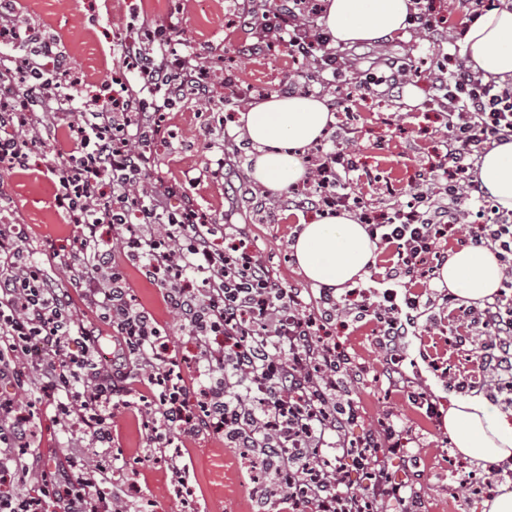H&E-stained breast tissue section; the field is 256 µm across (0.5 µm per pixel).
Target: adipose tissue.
I'll return each instance as SVG.
<instances>
[{"label": "adipose tissue", "mask_w": 512, "mask_h": 512, "mask_svg": "<svg viewBox=\"0 0 512 512\" xmlns=\"http://www.w3.org/2000/svg\"><path fill=\"white\" fill-rule=\"evenodd\" d=\"M411 0H325L323 24L334 44L374 41L407 25ZM461 54L484 79L512 81V0L481 15L463 38ZM334 116L324 101L304 94L271 95L241 111L238 122L254 153L250 178L280 192L305 179V149L322 138ZM478 179L500 210L512 211V140L482 158ZM300 273L317 286L344 289L362 281L376 264L379 247L350 213H319L304 222L292 245ZM503 267L487 247H461L438 271L439 284L476 304L503 285ZM444 427L462 458L496 463L512 458V411L487 400L452 396Z\"/></svg>", "instance_id": "ef3b65f1"}]
</instances>
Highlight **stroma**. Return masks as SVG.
<instances>
[{
	"label": "stroma",
	"mask_w": 512,
	"mask_h": 512,
	"mask_svg": "<svg viewBox=\"0 0 512 512\" xmlns=\"http://www.w3.org/2000/svg\"><path fill=\"white\" fill-rule=\"evenodd\" d=\"M241 0H17L16 17L40 27L57 43L79 72L83 90L102 96L112 93V74L122 68L112 53L116 32L142 20L174 26L186 44L180 54H194V63L206 69L214 84L211 98H187L165 114L163 136L153 147V162L147 170L150 186L178 183L196 204L214 220L232 221L248 228L249 243L286 288L307 287L298 273L290 245L298 224L309 220V209L276 207L275 219H266L265 204L271 194L257 191L254 200L244 202L237 195L239 185H251L250 149L241 148L243 132L235 128L240 110L257 100L259 92H275L279 83L296 81L311 94H320V76L313 65L294 58L280 47H265L246 56L240 47L250 34L243 24ZM345 58L348 75L358 78L378 70L384 60L412 65L411 82L402 95L369 97L353 102L357 115L349 148L359 161L354 172V189L381 209L392 207L409 185L429 178L437 162L439 139L445 129L443 113L430 111L428 100L434 93L439 73L436 60L449 51L446 43L430 34L410 30L384 37L381 42H358L337 46ZM238 79L237 90L225 89V75ZM210 111L224 114V124L208 127L204 116ZM54 126L40 128L31 145L26 168L0 177L1 224H22L27 228L25 249L55 279L68 295L74 316L100 338V351L112 353L118 335L112 324L100 317L86 300L82 286L70 278L64 267L75 249V228L54 200V188L47 172L54 147ZM228 160L233 177H225L217 157ZM117 262L125 263L130 283L129 301L151 311L164 325L169 354L177 360L186 378H198L196 337L183 331L175 314L163 301L161 288L146 280L139 267L126 263L120 247H113ZM479 329L463 317L456 306L436 300L427 319L421 320L409 340L408 355L418 377L405 387L389 386L384 376L385 354L380 347L375 324L365 320L336 321L327 327L330 340L344 351L357 376L349 394L360 410L359 428L378 425L387 416L401 419L412 438L418 460L409 467L393 461L395 480L416 485L424 512H481V501L460 483L461 474L449 470L454 449L448 442L442 417L427 418L416 393L431 397L436 408H444L445 397L482 396L501 409L512 408L506 396L495 389L496 376L481 367L467 337ZM142 404L132 401L115 410L112 427L117 436L110 449H98L99 467L114 474L120 487H134L130 500L135 512H180L175 489L186 481L195 492L194 512H255L252 501L239 496V486L249 480L240 461V451L227 447L223 437L208 433L186 439L177 461L149 447V426L141 416ZM37 429L34 447L16 449L25 462L51 456L66 466L70 444L81 436V427L57 425L43 405L27 408Z\"/></svg>",
	"instance_id": "1"
}]
</instances>
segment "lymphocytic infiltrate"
I'll use <instances>...</instances> for the list:
<instances>
[{
	"label": "lymphocytic infiltrate",
	"mask_w": 512,
	"mask_h": 512,
	"mask_svg": "<svg viewBox=\"0 0 512 512\" xmlns=\"http://www.w3.org/2000/svg\"><path fill=\"white\" fill-rule=\"evenodd\" d=\"M14 10V0L0 5V45L21 38L30 51L14 66L0 64V90L13 100L11 111H0V168H24L28 133L78 115L75 149L63 166L48 171L58 207L78 229L77 276L89 301L116 327L142 391L154 397L145 413L152 442L175 448L187 437L228 431L238 447L258 449L263 468L288 474L287 484L260 487L259 512L272 505L283 512H422L416 487L395 481L389 471L390 460L413 458L405 429L390 418L353 433L360 413L341 375L345 357L323 331L342 317H374L391 360L390 384L408 383V340L430 307L409 287L421 274L422 255L444 228L467 217L479 221L471 234L475 245L512 252V213L499 210L474 176L478 158L493 143L512 140V86L483 81L457 59L438 78L432 102L447 116L438 176L432 187L413 191L414 208L384 211L364 202L352 191L357 162L342 137L320 148L305 183L330 187L331 194H307V203L353 213L372 238L394 247L397 259L381 289L338 295L325 288L311 304L300 290L278 285L249 249L245 225L217 223L177 185L135 193L162 131V112L186 97L210 94L207 73L179 54L172 37L150 35L147 22L117 34L112 49L135 81L121 84L119 94L103 103L79 94V81L62 80L70 63L45 31L20 28ZM244 11L257 16L258 42L281 43L316 65L322 87L334 95V112L344 106L337 96L343 87L364 97L403 89L410 81L406 68L349 81L330 34L316 23V0H277L261 13L248 2ZM50 55L56 66L48 76ZM106 225L122 231L127 260L162 288L183 329L197 336L199 367L214 376V384L187 381L168 355L161 325L128 301L126 272L104 239ZM25 238L22 225H0V382L13 388L0 392V512L17 498L22 512H111L123 492L106 488L87 467V447L111 443L106 418L131 394L132 365L98 360L97 336L76 323L66 295L23 249ZM480 313L484 336L499 344L498 355H482L481 362L493 365L499 380H512V306L496 299ZM27 368L58 423L66 427L79 419L90 442L71 446L69 463L81 466L80 476H66L48 460L40 483L20 492L9 477L10 451L29 444L34 430L13 393L27 386ZM355 471L366 477L358 489L350 482Z\"/></svg>",
	"instance_id": "1"
}]
</instances>
